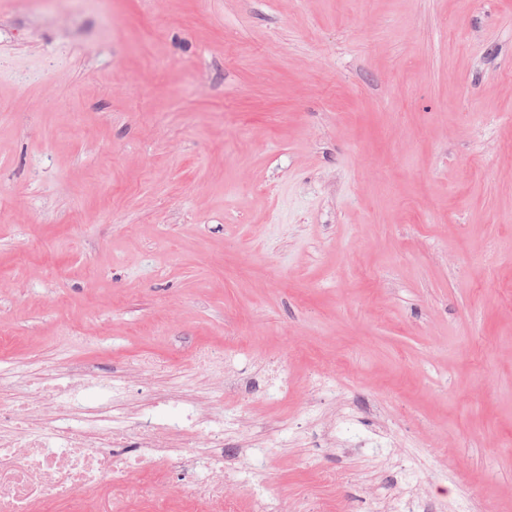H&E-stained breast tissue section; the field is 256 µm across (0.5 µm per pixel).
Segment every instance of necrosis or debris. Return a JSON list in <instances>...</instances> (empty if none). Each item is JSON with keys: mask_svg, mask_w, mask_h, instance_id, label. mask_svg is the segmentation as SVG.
Segmentation results:
<instances>
[{"mask_svg": "<svg viewBox=\"0 0 512 512\" xmlns=\"http://www.w3.org/2000/svg\"><path fill=\"white\" fill-rule=\"evenodd\" d=\"M44 387L0 386V512H223L224 476L196 479L203 454L188 457L200 443L224 442V415L199 418L187 412L176 426L192 430L176 441V426L143 414L124 428L86 423L82 398L71 391L54 416L33 413ZM141 454L128 453L129 444ZM151 471L158 482L190 476L183 493L144 498L132 493L124 476Z\"/></svg>", "mask_w": 512, "mask_h": 512, "instance_id": "4bbe7bcc", "label": "necrosis or debris"}]
</instances>
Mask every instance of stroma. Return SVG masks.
<instances>
[{
  "label": "stroma",
  "instance_id": "stroma-1",
  "mask_svg": "<svg viewBox=\"0 0 512 512\" xmlns=\"http://www.w3.org/2000/svg\"><path fill=\"white\" fill-rule=\"evenodd\" d=\"M1 328L223 407L226 512H512V0H0ZM139 370L141 373H158L164 372L170 374L177 367L186 363L194 366H205L211 363V350L208 345L199 346L189 358L185 357H161L153 352H143L137 358Z\"/></svg>",
  "mask_w": 512,
  "mask_h": 512
}]
</instances>
